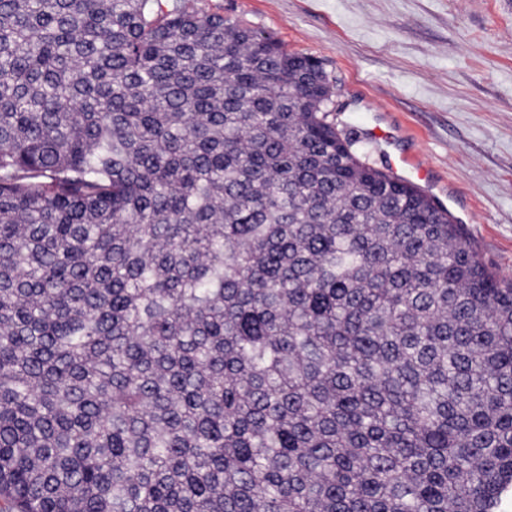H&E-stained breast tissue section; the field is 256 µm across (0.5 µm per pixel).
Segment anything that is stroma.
<instances>
[{"instance_id":"stroma-1","label":"stroma","mask_w":512,"mask_h":512,"mask_svg":"<svg viewBox=\"0 0 512 512\" xmlns=\"http://www.w3.org/2000/svg\"><path fill=\"white\" fill-rule=\"evenodd\" d=\"M320 59L336 123L425 166L482 262L512 276V0H195Z\"/></svg>"}]
</instances>
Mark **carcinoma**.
I'll return each mask as SVG.
<instances>
[{
  "instance_id": "cac0c4a2",
  "label": "carcinoma",
  "mask_w": 512,
  "mask_h": 512,
  "mask_svg": "<svg viewBox=\"0 0 512 512\" xmlns=\"http://www.w3.org/2000/svg\"><path fill=\"white\" fill-rule=\"evenodd\" d=\"M334 97L191 0H0V512H498L512 278Z\"/></svg>"
}]
</instances>
